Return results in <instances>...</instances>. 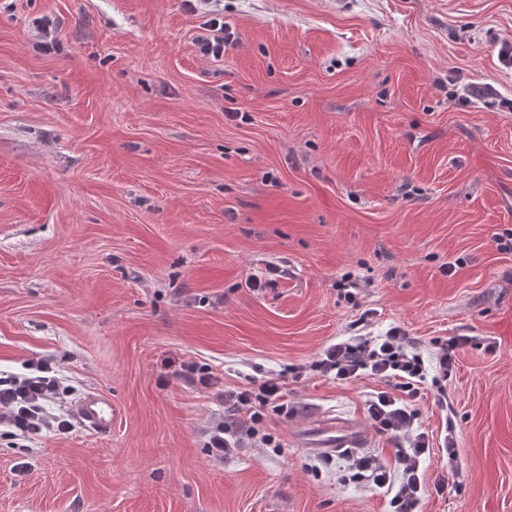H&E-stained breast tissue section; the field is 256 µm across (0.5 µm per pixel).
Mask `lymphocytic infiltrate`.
Wrapping results in <instances>:
<instances>
[{
    "label": "lymphocytic infiltrate",
    "instance_id": "f902f5d3",
    "mask_svg": "<svg viewBox=\"0 0 512 512\" xmlns=\"http://www.w3.org/2000/svg\"><path fill=\"white\" fill-rule=\"evenodd\" d=\"M187 9L205 14L200 33L194 38L196 51L205 58L220 59L232 42L224 23V12L214 0H185ZM463 340L451 337L433 344L431 355H423L400 328H390L371 339L343 340L326 347L315 363L324 377L349 383L369 374L384 382L385 388L367 403V420L373 430L396 442L393 461L377 455L345 451L350 480L369 482L387 490L390 512H416L428 491L441 494L448 479L457 475L456 420L448 418L440 437L421 429L417 407L425 387L435 388L436 403H443L446 385L455 372L456 351ZM286 382L282 375L267 374L243 389L224 393V421L209 434L207 448L219 461L238 454L246 442L272 448L276 440L262 430L268 412L287 414L284 405ZM66 388L51 360L30 362L22 376L0 374V422L7 423L5 440L32 443L49 434L71 431L69 419L51 414L50 403ZM438 452L448 458V472L438 475L433 485L424 481L423 461Z\"/></svg>",
    "mask_w": 512,
    "mask_h": 512
}]
</instances>
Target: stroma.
<instances>
[{"mask_svg": "<svg viewBox=\"0 0 512 512\" xmlns=\"http://www.w3.org/2000/svg\"><path fill=\"white\" fill-rule=\"evenodd\" d=\"M223 5L213 60L183 0H0V373L49 357L74 387L51 413L89 391L117 412L0 439V512H385L341 455L312 472L304 429L366 428L382 382L312 365L393 327L468 339L447 408L419 404L435 435L454 411L458 481L418 512H512V0ZM291 366L279 449L216 461L222 389Z\"/></svg>", "mask_w": 512, "mask_h": 512, "instance_id": "stroma-1", "label": "stroma"}]
</instances>
